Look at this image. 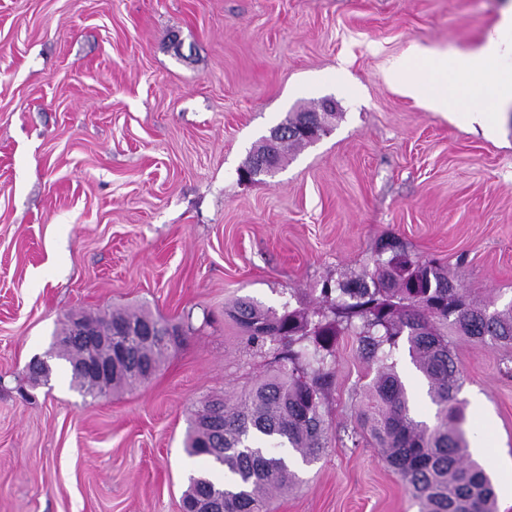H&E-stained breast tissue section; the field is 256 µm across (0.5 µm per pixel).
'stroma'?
<instances>
[{
    "mask_svg": "<svg viewBox=\"0 0 512 512\" xmlns=\"http://www.w3.org/2000/svg\"><path fill=\"white\" fill-rule=\"evenodd\" d=\"M512 0H0V512H182L201 401L270 374L228 316L249 298L305 308L372 269L394 235L480 301L512 303V106L495 130L386 81L412 47L479 48ZM338 116L241 180L288 113ZM146 309L185 338L157 373L91 399L54 364L64 317ZM468 440L512 467V346L449 333ZM416 419L436 408L394 355ZM330 441L270 512H419L369 439L350 434L374 372L338 337ZM493 422L485 433L483 418Z\"/></svg>",
    "mask_w": 512,
    "mask_h": 512,
    "instance_id": "stroma-1",
    "label": "stroma"
}]
</instances>
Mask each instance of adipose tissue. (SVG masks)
I'll return each mask as SVG.
<instances>
[{
  "mask_svg": "<svg viewBox=\"0 0 512 512\" xmlns=\"http://www.w3.org/2000/svg\"><path fill=\"white\" fill-rule=\"evenodd\" d=\"M411 57L416 76H407L405 66L396 63L388 71L390 80L401 82L409 95L435 111L447 107L449 96H456L473 121L493 128L499 106L512 102V69L501 66L512 57V10L475 51L439 53L417 46Z\"/></svg>",
  "mask_w": 512,
  "mask_h": 512,
  "instance_id": "obj_1",
  "label": "adipose tissue"
}]
</instances>
